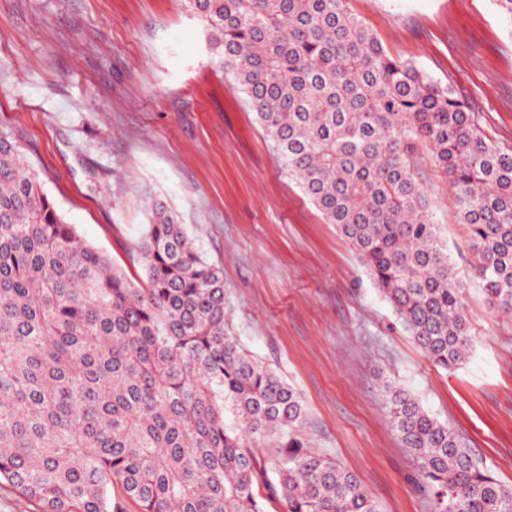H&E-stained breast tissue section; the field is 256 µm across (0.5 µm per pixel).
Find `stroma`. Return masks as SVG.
I'll return each mask as SVG.
<instances>
[{
	"label": "stroma",
	"mask_w": 512,
	"mask_h": 512,
	"mask_svg": "<svg viewBox=\"0 0 512 512\" xmlns=\"http://www.w3.org/2000/svg\"><path fill=\"white\" fill-rule=\"evenodd\" d=\"M395 58L449 86L512 149V30L494 0H347ZM79 237L128 277L155 205L224 272V318L303 398L307 436L381 512H432L383 396L390 382L512 484V321L470 274L452 189L414 161L465 285L474 337L445 369L413 343L335 225L288 174L248 97L180 0H0V136Z\"/></svg>",
	"instance_id": "1"
}]
</instances>
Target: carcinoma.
<instances>
[{
  "mask_svg": "<svg viewBox=\"0 0 512 512\" xmlns=\"http://www.w3.org/2000/svg\"><path fill=\"white\" fill-rule=\"evenodd\" d=\"M326 223L359 254L436 364L468 357L463 297L412 157L453 188L488 308L512 316V150L448 86L392 57L345 0H182ZM133 282L79 241L19 147L0 136V483L35 512H380L310 448L300 395L224 319V275L163 206ZM433 512H512L447 425L384 386ZM277 456L260 466L255 449Z\"/></svg>",
  "mask_w": 512,
  "mask_h": 512,
  "instance_id": "carcinoma-1",
  "label": "carcinoma"
}]
</instances>
